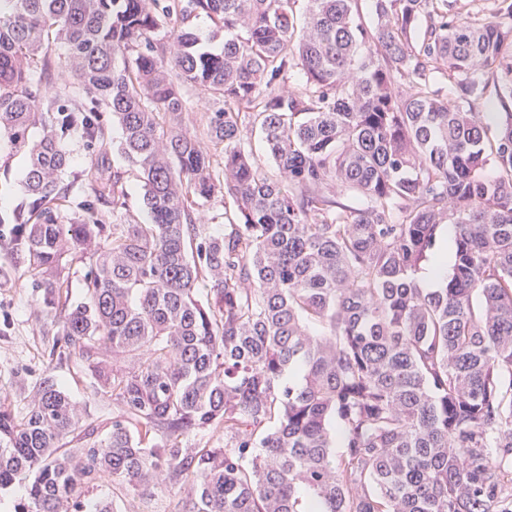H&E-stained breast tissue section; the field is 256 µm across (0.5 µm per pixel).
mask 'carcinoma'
<instances>
[{"label":"carcinoma","instance_id":"carcinoma-1","mask_svg":"<svg viewBox=\"0 0 512 512\" xmlns=\"http://www.w3.org/2000/svg\"><path fill=\"white\" fill-rule=\"evenodd\" d=\"M298 2L0 0V136L30 195L0 224L53 345L112 405L99 436L50 373L0 405L12 512H114L82 499L102 484L176 488L181 512L512 503V0H373L368 22L358 0ZM200 14L221 52L186 30ZM490 88L499 111H477ZM112 121L145 223L103 163ZM72 135L98 152L77 189ZM219 195L234 210L206 234ZM446 226L452 271L423 288ZM205 228L212 234L224 230V196L207 203L204 208Z\"/></svg>","mask_w":512,"mask_h":512}]
</instances>
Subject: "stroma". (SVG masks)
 <instances>
[{
    "mask_svg": "<svg viewBox=\"0 0 512 512\" xmlns=\"http://www.w3.org/2000/svg\"><path fill=\"white\" fill-rule=\"evenodd\" d=\"M27 157L8 138H0V208L11 210L25 205L24 184ZM10 264L14 274L0 279V404L14 410L24 406L27 386L45 373H52L92 417L108 418L106 404L94 396L84 378L75 370V360L52 352L53 336L41 316L40 294L31 286L23 254L0 253V264Z\"/></svg>",
    "mask_w": 512,
    "mask_h": 512,
    "instance_id": "1",
    "label": "stroma"
}]
</instances>
